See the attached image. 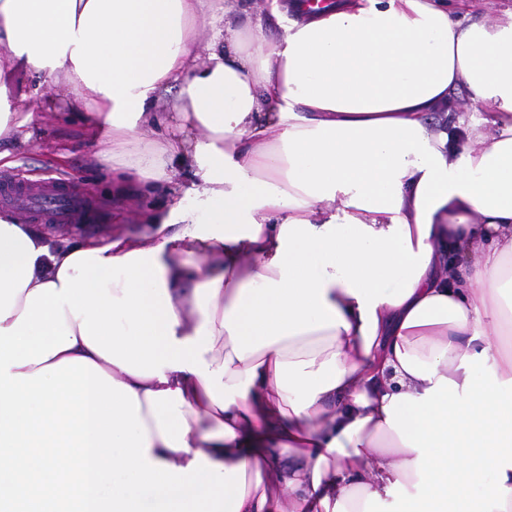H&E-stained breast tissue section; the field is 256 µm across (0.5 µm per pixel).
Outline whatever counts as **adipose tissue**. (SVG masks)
I'll use <instances>...</instances> for the list:
<instances>
[{
    "instance_id": "1",
    "label": "adipose tissue",
    "mask_w": 512,
    "mask_h": 512,
    "mask_svg": "<svg viewBox=\"0 0 512 512\" xmlns=\"http://www.w3.org/2000/svg\"><path fill=\"white\" fill-rule=\"evenodd\" d=\"M477 8L268 0L228 37L227 0H0V139L31 141L24 78L46 74L99 161L173 197L136 216L155 234L101 241L1 215L0 327L74 254L155 250L176 339L209 328L201 358L243 396L130 374L71 317L76 344L49 357L137 394L149 461L244 468L239 512H512V7ZM461 91L491 112L431 125Z\"/></svg>"
}]
</instances>
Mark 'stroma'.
Here are the masks:
<instances>
[{"mask_svg":"<svg viewBox=\"0 0 512 512\" xmlns=\"http://www.w3.org/2000/svg\"><path fill=\"white\" fill-rule=\"evenodd\" d=\"M30 89L28 110L35 130L32 143L13 154L15 166L27 170L30 178L61 177L73 181L93 197L98 205L100 236L112 230L150 233L154 227L135 221L138 211L168 208L172 198L160 187L148 195L120 198L112 192V170L98 163L95 148L87 137L85 115L71 111L62 101L48 104L50 82L32 74L26 79Z\"/></svg>","mask_w":512,"mask_h":512,"instance_id":"1","label":"stroma"}]
</instances>
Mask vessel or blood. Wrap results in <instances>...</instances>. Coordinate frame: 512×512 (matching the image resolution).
<instances>
[{
  "label": "vessel or blood",
  "mask_w": 512,
  "mask_h": 512,
  "mask_svg": "<svg viewBox=\"0 0 512 512\" xmlns=\"http://www.w3.org/2000/svg\"><path fill=\"white\" fill-rule=\"evenodd\" d=\"M94 204L62 178L32 181L22 171L0 172V214L21 224L89 226Z\"/></svg>",
  "instance_id": "vessel-or-blood-1"
}]
</instances>
